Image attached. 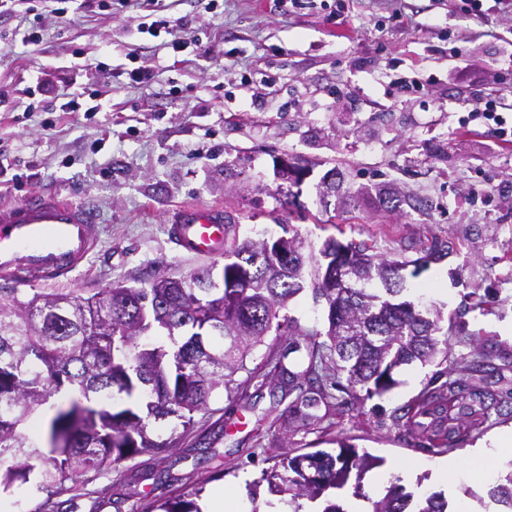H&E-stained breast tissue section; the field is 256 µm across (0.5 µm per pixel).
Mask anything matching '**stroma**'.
<instances>
[{
  "label": "stroma",
  "instance_id": "stroma-1",
  "mask_svg": "<svg viewBox=\"0 0 512 512\" xmlns=\"http://www.w3.org/2000/svg\"><path fill=\"white\" fill-rule=\"evenodd\" d=\"M174 0L170 19L195 39L178 61L160 39L139 32L142 13L112 10L100 0H71L55 14L48 0H16L0 13V169L11 205L52 190L94 207V252L72 289L93 292L115 280L137 286L154 274L183 277L221 271L220 255L174 251L166 226L181 207L224 211L229 240L292 225L305 253L324 240L363 244L408 260L405 299L440 310L477 339L512 352V143L468 105L493 94L512 104V7L484 0ZM39 26L37 49L19 30ZM463 59H455L453 47ZM145 66L149 83L128 85L117 65ZM100 90L110 105L92 118L54 113L64 94ZM206 155H198V145ZM302 168L300 180L277 174L281 160ZM404 197L387 209L382 194ZM452 245L442 260L431 248ZM485 304L475 308L473 299ZM442 372L435 365L400 369L396 385L359 409L342 405L327 432L295 434L293 447L314 451L343 439L378 458L361 484L373 498L391 482L413 497L467 496L483 512L489 489L474 449L512 428V413L445 455L419 449L394 415ZM284 408L270 389L210 401L224 434L210 447L179 448L167 465L182 489L214 470L196 502L232 495L247 512H271L285 496L259 477L281 453L275 418ZM463 461L466 483L439 477L447 459ZM155 457L143 454L103 474L122 482V502L76 512H137L142 494L165 496Z\"/></svg>",
  "mask_w": 512,
  "mask_h": 512
}]
</instances>
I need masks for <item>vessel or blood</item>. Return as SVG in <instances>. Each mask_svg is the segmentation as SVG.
<instances>
[{
    "mask_svg": "<svg viewBox=\"0 0 512 512\" xmlns=\"http://www.w3.org/2000/svg\"><path fill=\"white\" fill-rule=\"evenodd\" d=\"M96 222L93 209L55 192L0 206V280L19 286L71 280L94 249ZM225 231L223 210L205 206L180 209L168 228L180 251L197 256L223 253Z\"/></svg>",
    "mask_w": 512,
    "mask_h": 512,
    "instance_id": "1",
    "label": "vessel or blood"
}]
</instances>
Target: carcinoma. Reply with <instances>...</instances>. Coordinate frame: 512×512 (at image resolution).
Returning a JSON list of instances; mask_svg holds the SVG:
<instances>
[{
  "mask_svg": "<svg viewBox=\"0 0 512 512\" xmlns=\"http://www.w3.org/2000/svg\"><path fill=\"white\" fill-rule=\"evenodd\" d=\"M281 229L276 249L262 235L224 251L219 282L203 269L156 274L139 286L117 280L86 295L0 288V489L32 481L36 512H73L77 498L109 490L95 482L118 463L149 453L163 462L177 448L202 444L219 391L244 398L252 386L279 389L290 398L280 419L306 432L334 425L336 394L354 405L381 397L396 368L451 358L448 380L404 413L437 455L484 431L493 410L512 402V390L494 392L487 383L489 373L512 369V355L478 341L452 357V329L401 298L407 261L330 237L314 260L311 288L327 308L328 329L308 331L287 318L290 300L304 290L305 259L298 235ZM284 326L288 348L271 346L248 368L252 352ZM155 332L169 344L155 342ZM62 392L69 397L51 406L44 435L33 439L31 417ZM272 460L259 481L288 495L291 512H307L305 502L343 488L352 470L378 464L344 443L335 455ZM488 497L494 512H512V473ZM410 498L393 483L370 501V512H407ZM140 510L200 512L184 492L145 498ZM417 512H448V499L428 494Z\"/></svg>",
  "mask_w": 512,
  "mask_h": 512,
  "instance_id": "cac0c4a2",
  "label": "carcinoma"
}]
</instances>
